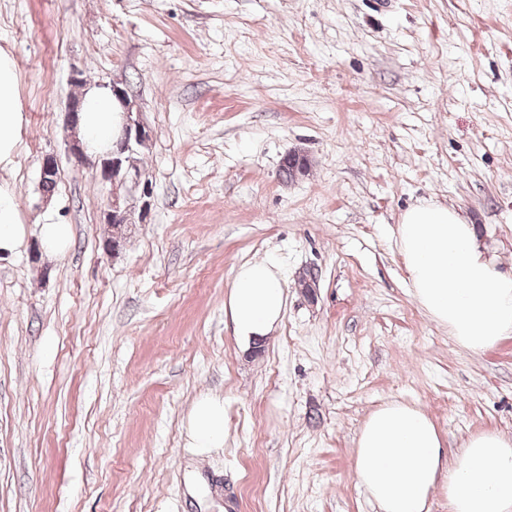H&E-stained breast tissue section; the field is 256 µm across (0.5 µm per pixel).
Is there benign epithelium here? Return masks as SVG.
<instances>
[{
    "label": "benign epithelium",
    "mask_w": 512,
    "mask_h": 512,
    "mask_svg": "<svg viewBox=\"0 0 512 512\" xmlns=\"http://www.w3.org/2000/svg\"><path fill=\"white\" fill-rule=\"evenodd\" d=\"M111 92L121 107L122 124L110 149L99 156V176L101 181L112 185L103 218L105 223L115 224L116 234L114 239L105 242L104 249L115 255L120 249L117 239L122 237V226L147 223L151 212L153 181L149 173L137 165L135 158L138 150L150 141V130L125 88L114 83ZM83 112L84 99H70L66 108L67 126L73 130L79 128ZM58 171L56 157L44 155L40 163V180L55 179Z\"/></svg>",
    "instance_id": "benign-epithelium-1"
}]
</instances>
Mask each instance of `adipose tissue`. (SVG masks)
Returning <instances> with one entry per match:
<instances>
[{
  "label": "adipose tissue",
  "mask_w": 512,
  "mask_h": 512,
  "mask_svg": "<svg viewBox=\"0 0 512 512\" xmlns=\"http://www.w3.org/2000/svg\"><path fill=\"white\" fill-rule=\"evenodd\" d=\"M18 62L0 53V167H9L22 143L23 115L16 93ZM81 136L93 152L108 148L122 117L111 94L86 90ZM27 235L9 182L0 183V254H11ZM397 247L418 304L461 347L481 351L512 334V275L478 240L475 225L455 208L436 202L408 207L397 226ZM287 305L280 269L269 260L236 271L224 314L236 340L251 345L279 327ZM187 432L194 448L224 443V402L212 396L194 406ZM353 473L379 512H429L444 494L448 512H512V438L496 432L470 437L447 457L433 421L420 407L390 400L362 424Z\"/></svg>",
  "instance_id": "1"
}]
</instances>
